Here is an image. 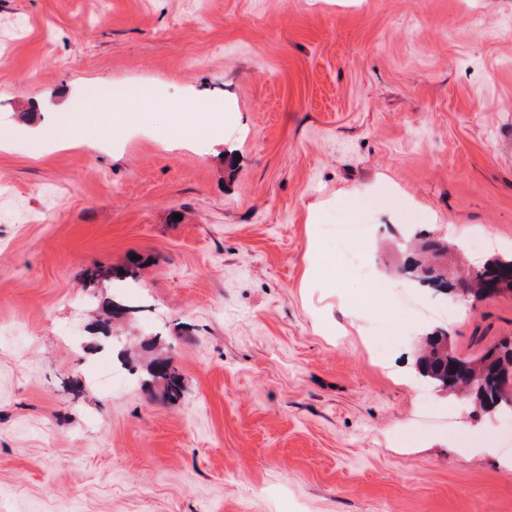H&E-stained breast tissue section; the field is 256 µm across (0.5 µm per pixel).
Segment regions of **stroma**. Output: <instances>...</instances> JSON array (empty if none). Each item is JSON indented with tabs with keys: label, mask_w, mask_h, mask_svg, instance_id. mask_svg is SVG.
I'll return each instance as SVG.
<instances>
[{
	"label": "stroma",
	"mask_w": 512,
	"mask_h": 512,
	"mask_svg": "<svg viewBox=\"0 0 512 512\" xmlns=\"http://www.w3.org/2000/svg\"><path fill=\"white\" fill-rule=\"evenodd\" d=\"M421 233L512 254V0H0V512H512V417L415 369L512 296L402 275ZM151 380H161L169 396L177 398L182 391V377L169 359L155 362L148 370Z\"/></svg>",
	"instance_id": "1"
}]
</instances>
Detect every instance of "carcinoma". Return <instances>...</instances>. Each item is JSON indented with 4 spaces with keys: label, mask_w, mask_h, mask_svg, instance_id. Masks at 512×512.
<instances>
[{
    "label": "carcinoma",
    "mask_w": 512,
    "mask_h": 512,
    "mask_svg": "<svg viewBox=\"0 0 512 512\" xmlns=\"http://www.w3.org/2000/svg\"><path fill=\"white\" fill-rule=\"evenodd\" d=\"M410 279L431 288L449 290L445 271L423 263L412 264ZM459 294L474 299L489 291L512 294V258H493L484 265L457 275ZM455 353L448 334L436 333L426 338L417 361L418 374L439 387L462 396L465 403L482 412H512V340L504 339L483 349L476 358H464L465 370L454 371L448 354ZM152 380L164 383L169 396L182 391V377L169 359L155 362L148 370Z\"/></svg>",
    "instance_id": "obj_1"
}]
</instances>
